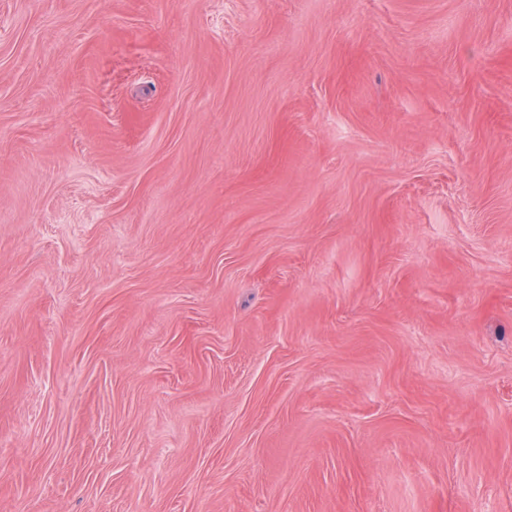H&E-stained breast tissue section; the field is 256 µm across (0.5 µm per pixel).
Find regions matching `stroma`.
<instances>
[{"label": "stroma", "mask_w": 512, "mask_h": 512, "mask_svg": "<svg viewBox=\"0 0 512 512\" xmlns=\"http://www.w3.org/2000/svg\"><path fill=\"white\" fill-rule=\"evenodd\" d=\"M0 512H512V0H0Z\"/></svg>", "instance_id": "stroma-1"}]
</instances>
